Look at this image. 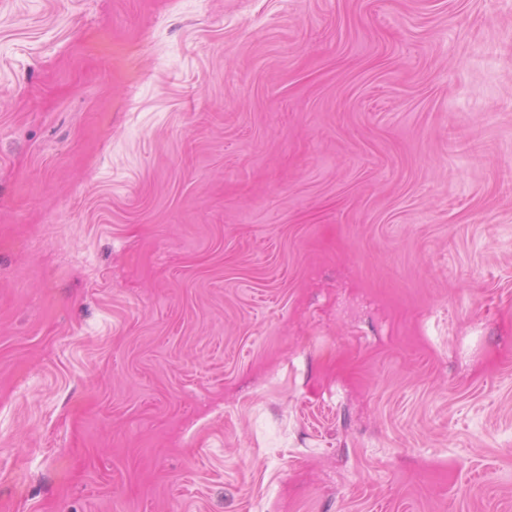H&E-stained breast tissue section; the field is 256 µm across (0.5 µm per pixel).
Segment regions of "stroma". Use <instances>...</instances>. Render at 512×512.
Instances as JSON below:
<instances>
[{"instance_id": "1", "label": "stroma", "mask_w": 512, "mask_h": 512, "mask_svg": "<svg viewBox=\"0 0 512 512\" xmlns=\"http://www.w3.org/2000/svg\"><path fill=\"white\" fill-rule=\"evenodd\" d=\"M0 512H512V0H0Z\"/></svg>"}]
</instances>
